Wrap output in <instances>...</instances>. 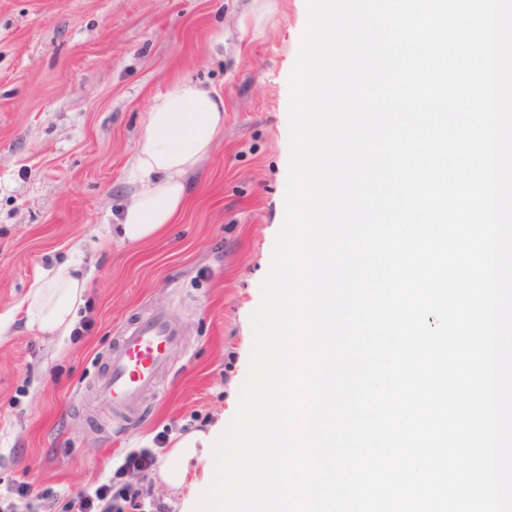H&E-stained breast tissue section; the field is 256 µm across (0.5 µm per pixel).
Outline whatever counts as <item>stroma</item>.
Instances as JSON below:
<instances>
[{
	"label": "stroma",
	"instance_id": "obj_1",
	"mask_svg": "<svg viewBox=\"0 0 512 512\" xmlns=\"http://www.w3.org/2000/svg\"><path fill=\"white\" fill-rule=\"evenodd\" d=\"M306 23V0H0V313L15 314L0 329V481L32 486L30 512H72L129 455L163 456L233 417L285 216L289 76ZM184 81L223 94L224 131L168 231L122 245L109 231L146 113ZM71 258L88 276L85 330L47 337L16 310L40 269ZM149 311L183 343L133 412L94 383L115 336Z\"/></svg>",
	"mask_w": 512,
	"mask_h": 512
}]
</instances>
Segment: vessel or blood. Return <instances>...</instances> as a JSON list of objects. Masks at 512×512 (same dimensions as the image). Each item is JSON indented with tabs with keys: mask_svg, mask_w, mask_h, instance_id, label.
<instances>
[{
	"mask_svg": "<svg viewBox=\"0 0 512 512\" xmlns=\"http://www.w3.org/2000/svg\"><path fill=\"white\" fill-rule=\"evenodd\" d=\"M180 343L177 327L163 314L150 313L127 324L106 356L100 393L110 402H137L156 386L170 351Z\"/></svg>",
	"mask_w": 512,
	"mask_h": 512,
	"instance_id": "obj_1",
	"label": "vessel or blood"
}]
</instances>
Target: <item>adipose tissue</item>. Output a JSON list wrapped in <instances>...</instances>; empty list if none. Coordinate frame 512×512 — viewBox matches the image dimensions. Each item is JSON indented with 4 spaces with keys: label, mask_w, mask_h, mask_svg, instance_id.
<instances>
[{
    "label": "adipose tissue",
    "mask_w": 512,
    "mask_h": 512,
    "mask_svg": "<svg viewBox=\"0 0 512 512\" xmlns=\"http://www.w3.org/2000/svg\"><path fill=\"white\" fill-rule=\"evenodd\" d=\"M224 130V98L187 81L157 96L144 121L131 171L135 192L120 212L122 243L161 235L183 208L186 178ZM87 279L73 262L42 271L23 302L26 323L48 336L73 329Z\"/></svg>",
    "instance_id": "obj_1"
}]
</instances>
